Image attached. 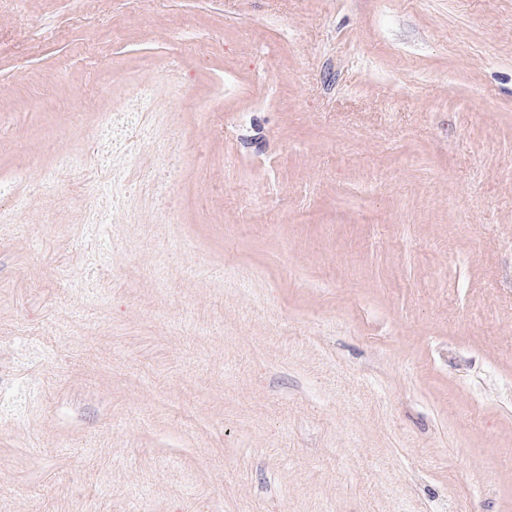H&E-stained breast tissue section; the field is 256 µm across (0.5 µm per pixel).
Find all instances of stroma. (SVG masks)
<instances>
[{"label": "stroma", "instance_id": "obj_1", "mask_svg": "<svg viewBox=\"0 0 512 512\" xmlns=\"http://www.w3.org/2000/svg\"><path fill=\"white\" fill-rule=\"evenodd\" d=\"M0 184V512H512V0H0Z\"/></svg>", "mask_w": 512, "mask_h": 512}]
</instances>
